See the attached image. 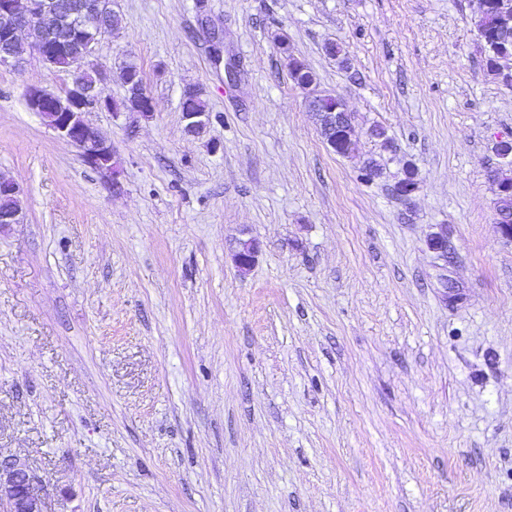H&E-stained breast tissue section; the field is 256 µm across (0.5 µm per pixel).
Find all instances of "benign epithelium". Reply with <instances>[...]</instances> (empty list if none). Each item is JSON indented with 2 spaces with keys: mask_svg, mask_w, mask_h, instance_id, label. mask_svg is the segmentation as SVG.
Returning <instances> with one entry per match:
<instances>
[{
  "mask_svg": "<svg viewBox=\"0 0 512 512\" xmlns=\"http://www.w3.org/2000/svg\"><path fill=\"white\" fill-rule=\"evenodd\" d=\"M112 0H0V67L20 62L12 47L20 32L28 31L29 52L38 55L49 68L72 76L71 83L55 93L36 86L25 90L28 108L39 114L56 136L78 150L83 162L112 176L118 185L112 144L104 139L86 115L107 108L110 100L103 86L112 71L94 66L92 58L101 38L108 32ZM213 59L224 63L220 34L212 32ZM94 71L96 79L86 77ZM229 80L236 77L235 66L224 63ZM308 108L319 128L333 135L327 147L338 155L347 154L352 141L353 123L343 98L338 94L317 93L306 87ZM185 130L192 136L204 133L208 119L199 112L183 113ZM427 246L442 261L448 260V232L427 236ZM258 252L253 240L241 243L234 255L239 273H248ZM0 512H44V501L36 487V477L19 459H0Z\"/></svg>",
  "mask_w": 512,
  "mask_h": 512,
  "instance_id": "1",
  "label": "benign epithelium"
}]
</instances>
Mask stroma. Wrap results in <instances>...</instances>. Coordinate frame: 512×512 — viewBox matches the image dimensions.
<instances>
[{
	"label": "stroma",
	"mask_w": 512,
	"mask_h": 512,
	"mask_svg": "<svg viewBox=\"0 0 512 512\" xmlns=\"http://www.w3.org/2000/svg\"><path fill=\"white\" fill-rule=\"evenodd\" d=\"M112 8L95 62L135 61L153 105L88 116L118 178L26 104L69 75L0 68V173L26 214L0 228V456L35 473L45 512H512V241L488 178L512 87L486 70L478 0ZM292 57L352 113L350 156ZM443 229L445 262L426 245ZM187 91H189V96L183 106L193 112H183L182 110L183 119L186 122L185 130L192 136H199L204 133L208 124L207 116L199 112L208 113V111L196 89H188Z\"/></svg>",
	"instance_id": "35a3bbf8"
}]
</instances>
